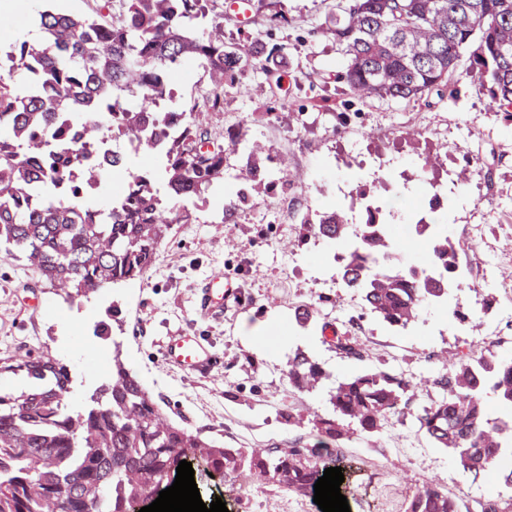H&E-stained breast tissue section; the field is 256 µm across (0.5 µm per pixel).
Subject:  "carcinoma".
Returning <instances> with one entry per match:
<instances>
[{
  "mask_svg": "<svg viewBox=\"0 0 512 512\" xmlns=\"http://www.w3.org/2000/svg\"><path fill=\"white\" fill-rule=\"evenodd\" d=\"M123 2L112 21L42 10V39L19 38L0 58L6 65L0 74V245L21 251L67 295L136 279L171 225L195 223L178 205L196 202L224 181V151L204 148L206 113L157 109L172 97V72L195 61L219 91L248 73L278 89L279 71L288 66L268 47L272 30L244 31L231 13L198 34V20L206 16L202 0ZM309 24L310 35L341 56L334 80L347 97L416 102L451 86L463 66L488 78L493 103L512 119V0H345L335 17ZM226 25L239 29L242 41L224 45ZM472 44L461 63L462 50ZM18 72L25 78L21 87L13 80ZM85 112L104 113L106 123L82 118ZM105 144L119 169H127L130 153L158 155L167 199L159 197L151 170L128 169L107 208L90 206L88 196L108 171L86 159ZM231 147L246 153V163L239 188L224 202L228 216L246 210L256 192L272 190L288 172L284 159L240 131ZM344 214L337 205L306 211L302 239L314 236L334 248L337 274L358 290L365 314L405 328L459 286L465 245L444 225H411L425 237L429 266L401 270L394 264L393 225L347 224ZM493 307L486 297L478 312L456 305L449 315L476 332ZM317 315L313 305L302 304L293 320L306 331ZM332 341L344 357L363 358L357 338L336 332ZM439 362L442 371L420 383L401 373L355 374L332 395L331 416L280 413L290 427L306 422L317 430L323 441L311 448H213L174 426L118 359L92 405L71 414L68 366L51 355L17 357L0 364V376L23 375L33 386L19 396L0 392V512H90L92 506L126 512L130 499L191 452L216 470L306 495L314 491L315 469L326 466L319 449L355 435L380 436L422 386L440 395L418 414L419 428L489 486L480 512H512V463L505 462L512 458V361L469 351ZM325 377L301 349L288 362V382L297 391H313ZM489 391L496 395L494 410L484 401ZM400 512H461V504L428 477L407 487Z\"/></svg>",
  "mask_w": 512,
  "mask_h": 512,
  "instance_id": "cac0c4a2",
  "label": "carcinoma"
}]
</instances>
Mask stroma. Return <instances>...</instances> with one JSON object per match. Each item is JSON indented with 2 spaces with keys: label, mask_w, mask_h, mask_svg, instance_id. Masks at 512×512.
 Wrapping results in <instances>:
<instances>
[{
  "label": "stroma",
  "mask_w": 512,
  "mask_h": 512,
  "mask_svg": "<svg viewBox=\"0 0 512 512\" xmlns=\"http://www.w3.org/2000/svg\"><path fill=\"white\" fill-rule=\"evenodd\" d=\"M335 2L281 0L289 23L274 29L273 42L290 64L282 91L272 93L262 78L246 76L241 89L225 91L221 111L209 113L204 125L210 144L225 150V188L237 187L246 161L243 151L227 147L240 127L287 157L301 180L257 194L250 209L226 224L224 189L209 191L194 206L197 223L174 225L143 276L121 286L69 296L22 255L0 249V362L52 354L75 374L67 410L76 413L89 405L118 356L171 422L212 446L308 448L318 440L316 431L307 424L288 428L280 411L293 405L331 414L330 392L359 371L395 370L416 379L436 374L441 353L490 350L512 359V121L488 112V82L467 73L450 95L410 104H365L337 94L323 79L336 68V52L309 36L307 26L308 19H325ZM172 86L181 104L201 106L212 94L206 72L193 62L174 75ZM270 105L274 117L262 118ZM427 153L439 154L442 164L421 181L415 162ZM464 166L469 179L462 184L456 173ZM340 178L386 183L409 207L432 186L448 188L451 234L469 245L459 257L463 276L453 300L472 309L483 295L496 298L479 334L449 320L442 308L426 309L403 330L360 317V295L345 288L326 261L327 245L300 238V215L336 204ZM286 239L291 248H283ZM215 269L240 286L245 304L196 319L199 287ZM115 303L122 308L120 321L109 338L96 336L97 323ZM306 303L350 330L364 348L363 360L342 357L319 337L296 336L289 309ZM178 331L202 336L220 373L204 377L168 364L165 340ZM299 348L328 374L316 391L301 393L288 383V361ZM437 395L433 388L419 393L377 442L344 444L343 455L356 462L340 486L351 512H398L402 494L387 479L401 468L416 479L435 476L450 496L478 512L486 487L418 429L416 414ZM200 491L204 500L221 498L229 512H321L312 496L248 485L233 473L201 483Z\"/></svg>",
  "instance_id": "35a3bbf8"
}]
</instances>
